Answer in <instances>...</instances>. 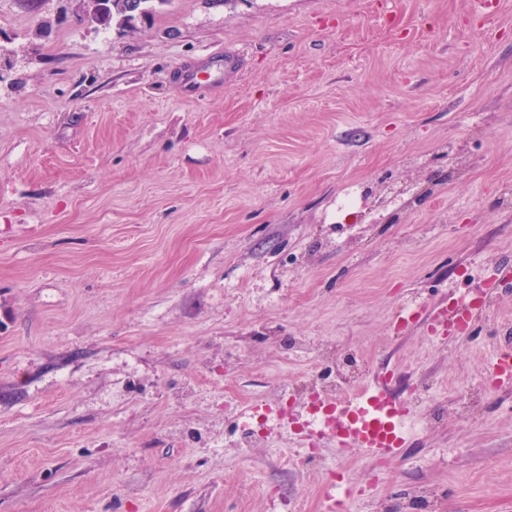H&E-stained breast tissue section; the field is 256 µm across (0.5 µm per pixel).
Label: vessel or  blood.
<instances>
[{
	"label": "vessel or blood",
	"mask_w": 512,
	"mask_h": 512,
	"mask_svg": "<svg viewBox=\"0 0 512 512\" xmlns=\"http://www.w3.org/2000/svg\"><path fill=\"white\" fill-rule=\"evenodd\" d=\"M478 298H462L455 304L451 317L434 314V334L446 335L449 323L467 325L479 315ZM336 425L331 434L340 448H362L381 458L398 456L405 436L396 419L399 415L393 400L384 389L368 390L334 407Z\"/></svg>",
	"instance_id": "vessel-or-blood-1"
}]
</instances>
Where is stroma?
<instances>
[{
	"mask_svg": "<svg viewBox=\"0 0 512 512\" xmlns=\"http://www.w3.org/2000/svg\"><path fill=\"white\" fill-rule=\"evenodd\" d=\"M81 4L0 0V512H327L335 472L345 512H512V385L471 403L512 337V0ZM463 296L466 332L403 319ZM321 365L422 430L306 457ZM134 1H136V4L132 7L130 2ZM153 1L156 0H89L84 15L77 20L79 23L84 22V16L89 11L91 3L94 2L99 5L94 24L109 27L116 21L119 24L128 25L137 18L145 16L148 13L147 4ZM482 302L477 297L461 298L452 309L451 319L454 323L465 326L470 325L479 315ZM272 409L270 407H257L251 408L249 413V420L243 426V439L246 443H250L252 438L259 435L261 429L267 426L269 420L274 417L271 415Z\"/></svg>",
	"mask_w": 512,
	"mask_h": 512,
	"instance_id": "1",
	"label": "stroma"
}]
</instances>
